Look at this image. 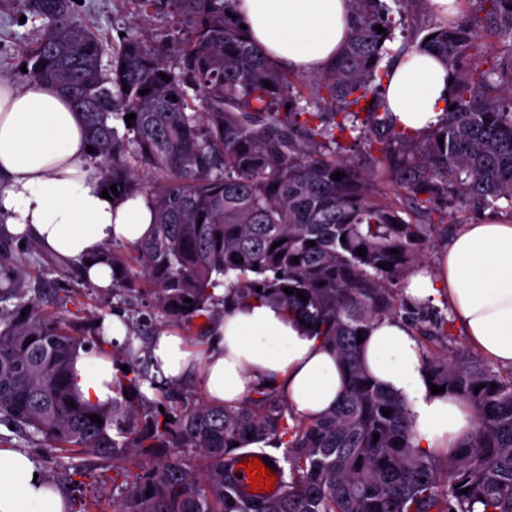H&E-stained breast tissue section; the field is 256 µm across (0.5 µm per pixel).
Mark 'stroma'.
<instances>
[{
  "instance_id": "stroma-1",
  "label": "stroma",
  "mask_w": 512,
  "mask_h": 512,
  "mask_svg": "<svg viewBox=\"0 0 512 512\" xmlns=\"http://www.w3.org/2000/svg\"><path fill=\"white\" fill-rule=\"evenodd\" d=\"M83 20L95 28L103 39L101 65L110 68L112 46L119 40L120 32H137L144 40L170 30L173 21L169 15L156 14L148 20H139L133 11L131 0H82L76 7ZM41 34L39 24L20 22L16 18L0 16V76L16 83H23L19 62L23 51ZM490 212H462L457 222H432L429 242L423 259V266L435 269L437 253L444 248L449 238L457 231L459 224L488 222L493 220ZM11 268L30 287L38 291L37 299L44 313L69 323L88 324L97 314H123L127 321L137 319L136 312L119 298L103 294L79 277L72 262L55 258L34 243L13 241L9 262ZM23 448L34 454L44 471L52 480L62 483L64 491L85 505L87 512H114V504L124 494L122 487L113 483L112 470H97L91 484L77 486L66 483L62 463L65 454L48 452L37 443L19 437L5 426L0 425V447Z\"/></svg>"
}]
</instances>
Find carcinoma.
<instances>
[{
    "label": "carcinoma",
    "instance_id": "obj_1",
    "mask_svg": "<svg viewBox=\"0 0 512 512\" xmlns=\"http://www.w3.org/2000/svg\"><path fill=\"white\" fill-rule=\"evenodd\" d=\"M235 2L132 0L140 14L165 11L180 28L151 42L126 34L107 74L102 42L74 0H0V13L41 22L21 56L24 77L69 93L104 187L117 185L113 200L142 194L153 208L150 238L102 251L112 295L147 297L143 322L160 312L183 325L212 320L221 305L273 300L333 347L346 372L341 402L315 419L294 417L266 386L234 406L191 403L177 383L157 380L151 350L134 349L131 335L112 345L117 365L128 366L112 402H83L70 374L98 338L44 314L6 271L10 241L1 236L0 422L114 469L125 481L116 512H512V370L450 349L454 320L399 288L424 257L429 227L419 219L512 216V0H458L457 15L416 23L399 43L396 29L418 8L434 11L431 0H349V36L313 75L270 60L233 18ZM410 51L434 54L452 77L454 109L416 134L397 128L385 102L390 66ZM353 147L368 165L346 155ZM336 172L345 177L332 179ZM222 286L225 298L214 293ZM381 318L417 330L426 381L470 407L475 427L457 453L414 448L410 404L363 369L358 336ZM235 442L286 449L290 480L280 493L242 492Z\"/></svg>",
    "mask_w": 512,
    "mask_h": 512
}]
</instances>
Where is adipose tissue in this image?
Listing matches in <instances>:
<instances>
[{
    "label": "adipose tissue",
    "mask_w": 512,
    "mask_h": 512,
    "mask_svg": "<svg viewBox=\"0 0 512 512\" xmlns=\"http://www.w3.org/2000/svg\"><path fill=\"white\" fill-rule=\"evenodd\" d=\"M238 14L250 37L285 69L326 68L352 28L348 0H240ZM450 77L424 52L397 62L385 83L387 106L399 127L420 132L448 107ZM83 118L58 85L0 79V232L33 241L64 260L87 266L89 281L112 284L111 266L99 261L103 246L146 240L153 209L137 195L103 198L100 169L87 151ZM436 275L417 270L406 293L425 300L444 290L471 343L488 360L512 367V222L463 225L440 254ZM128 328L119 316L102 322L101 347L80 352L73 389L93 404L110 402L117 365L113 343ZM158 377L177 381L196 369L209 402L234 405L269 382L297 416L320 417L336 406L344 386L332 347L277 303L249 298L227 308L213 324L206 347L192 351L182 336L164 333L151 346ZM362 360L373 378L411 404L415 448L456 453L473 431L466 404L432 394L422 351L408 323L376 320ZM64 497L34 458L0 448V512H70Z\"/></svg>",
    "instance_id": "obj_1"
}]
</instances>
